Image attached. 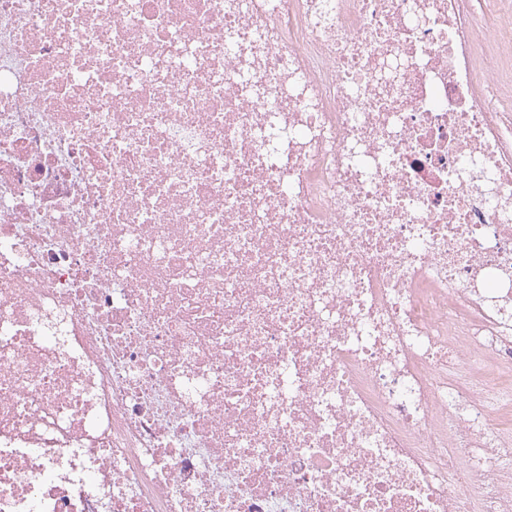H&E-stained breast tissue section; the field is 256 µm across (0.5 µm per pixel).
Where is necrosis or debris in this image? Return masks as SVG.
Masks as SVG:
<instances>
[{
  "instance_id": "4bbe7bcc",
  "label": "necrosis or debris",
  "mask_w": 512,
  "mask_h": 512,
  "mask_svg": "<svg viewBox=\"0 0 512 512\" xmlns=\"http://www.w3.org/2000/svg\"><path fill=\"white\" fill-rule=\"evenodd\" d=\"M481 49L459 0H0V512H512Z\"/></svg>"
}]
</instances>
